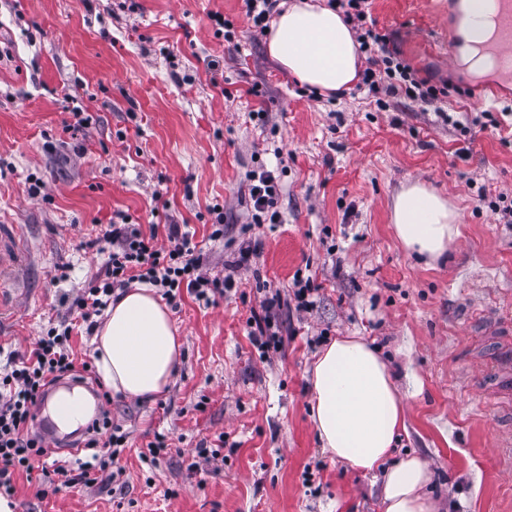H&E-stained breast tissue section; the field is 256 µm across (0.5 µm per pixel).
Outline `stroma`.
I'll return each instance as SVG.
<instances>
[{
	"mask_svg": "<svg viewBox=\"0 0 512 512\" xmlns=\"http://www.w3.org/2000/svg\"><path fill=\"white\" fill-rule=\"evenodd\" d=\"M371 13L418 77L465 96L384 109L356 87L312 97L270 58L243 0H0V224L19 225L28 256L0 345L24 355L45 328L76 325L71 302L108 258L84 242L118 211L186 225L209 275L235 281L210 305L186 293L170 309L181 364L163 396L113 395L126 436L115 479L41 500L19 474L14 512H384L381 472L331 457L310 417L312 365L344 336L385 360L406 425L392 457L429 465L433 512L512 505L490 431L512 405L480 374L512 345V322H494L512 310V126L464 133L435 114L498 119L512 93L484 94L449 62L448 0H372ZM77 109L91 122L67 132ZM264 169L280 221L258 226L249 177ZM415 181L457 208L447 262L396 240L392 199ZM298 277L315 287L306 311ZM274 296L279 343L262 348L248 320ZM72 342L93 360L77 325ZM158 434L166 454L141 460ZM213 447L219 459L199 462Z\"/></svg>",
	"mask_w": 512,
	"mask_h": 512,
	"instance_id": "1",
	"label": "stroma"
}]
</instances>
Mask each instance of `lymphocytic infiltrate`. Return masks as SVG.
Wrapping results in <instances>:
<instances>
[{
    "label": "lymphocytic infiltrate",
    "mask_w": 512,
    "mask_h": 512,
    "mask_svg": "<svg viewBox=\"0 0 512 512\" xmlns=\"http://www.w3.org/2000/svg\"><path fill=\"white\" fill-rule=\"evenodd\" d=\"M330 6L342 9L344 20L351 25L359 49L366 55L367 66L362 82L368 89L384 87L391 96L406 98L426 105L446 95L447 86L430 84L417 78L412 68L391 49V36L379 29L370 11V0H329ZM278 184L272 171L252 175L249 195L256 223H277L274 209ZM166 245H159V236ZM88 247L108 246L109 255L103 275L97 276L74 298L86 335H93L105 309L117 293L126 292L133 282L148 283L163 291L171 306H178L182 293L193 294L197 301L210 304L214 295L231 287V279L212 278L203 270L202 260L188 232L180 225H150L142 228L129 216L116 213L103 225L98 236L88 240ZM72 328L52 326L39 338L30 354L11 353L0 367V495L13 496V477L32 473L35 459H42L40 482L52 493L72 492L97 484L109 472L117 448L123 447V436L111 431L112 418L106 408L111 398L100 390L104 403L85 428L81 448L89 457L69 460L49 459L41 436L32 431L34 409L48 388L61 377L81 371L91 372L88 361H77L70 346Z\"/></svg>",
    "instance_id": "1"
}]
</instances>
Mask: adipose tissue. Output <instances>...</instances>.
I'll return each instance as SVG.
<instances>
[{
    "label": "adipose tissue",
    "instance_id": "ef3b65f1",
    "mask_svg": "<svg viewBox=\"0 0 512 512\" xmlns=\"http://www.w3.org/2000/svg\"><path fill=\"white\" fill-rule=\"evenodd\" d=\"M472 20L461 64L473 74L493 69L480 47L491 34L489 0H470ZM267 31V50L289 75L324 95L349 91L359 78V54L336 10L315 0H282ZM396 238L406 250L439 260L458 236L447 197L421 183L404 186L392 201ZM95 364L115 392L154 400L164 394L181 362V344L155 291L140 286L113 301L95 336ZM311 416L326 451L353 469L383 472L384 512H431L424 490L431 471L411 456L389 463L404 429V406L386 364L363 339L326 346L311 371Z\"/></svg>",
    "mask_w": 512,
    "mask_h": 512
}]
</instances>
